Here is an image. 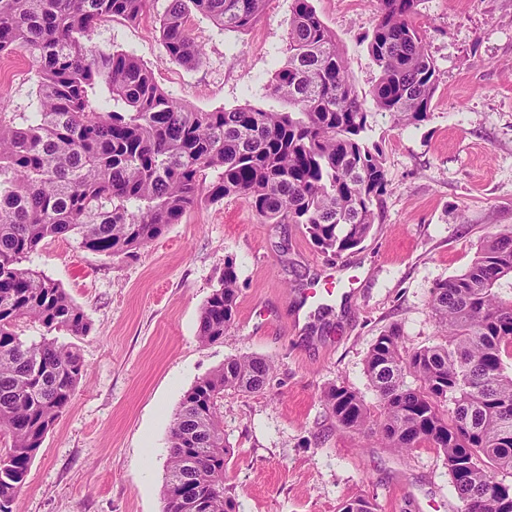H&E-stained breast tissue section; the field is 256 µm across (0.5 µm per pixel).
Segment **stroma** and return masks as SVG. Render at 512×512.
<instances>
[{
  "label": "stroma",
  "mask_w": 512,
  "mask_h": 512,
  "mask_svg": "<svg viewBox=\"0 0 512 512\" xmlns=\"http://www.w3.org/2000/svg\"><path fill=\"white\" fill-rule=\"evenodd\" d=\"M170 0H150L132 24L102 21L92 40L140 59L157 83L197 111L245 104L276 111L265 87L287 58L292 0H267L243 33L199 13L188 27L204 56L169 60L157 28ZM343 48L365 111L370 145L383 152L389 191L379 222L355 250L324 254L299 224H264L240 199L205 204L134 253L110 258L76 240H49L24 265L58 283L87 315L83 336L59 333L86 373L33 459L17 512H162L170 427L185 393L224 360L269 358L263 390L224 393L226 484L239 512H337L368 499L374 512H459L444 457L431 448L403 455L338 426L325 388L349 386L377 407L365 361L380 332L401 327L408 349L431 344L438 323L434 285L464 273L492 226L512 225V0H418L416 21L440 73L427 121L405 129L377 111L378 70L368 42L376 0H313ZM8 65L0 98L23 116L37 103V73L24 53ZM233 261L237 314L220 341L198 339L201 310ZM355 264L356 294L298 321L304 289H347L341 265Z\"/></svg>",
  "instance_id": "35a3bbf8"
}]
</instances>
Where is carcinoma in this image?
Masks as SVG:
<instances>
[{
  "label": "carcinoma",
  "instance_id": "obj_1",
  "mask_svg": "<svg viewBox=\"0 0 512 512\" xmlns=\"http://www.w3.org/2000/svg\"><path fill=\"white\" fill-rule=\"evenodd\" d=\"M149 0H0V54L23 51L37 64V106L22 126L0 105V512H14L29 466L72 401L85 373L73 347L26 341L34 320L47 332L83 335L91 323L63 288L21 267L47 239L73 238L108 257L127 255L179 224L204 202L244 200L263 224H301L325 253L340 256L370 235L388 179L382 153L365 142L369 113L352 84L336 35L312 0H292L286 62L267 87L288 104L211 112L184 108L134 55L91 46L107 19L137 22ZM266 0H171L160 22L169 59L193 65L201 51L191 11L242 32ZM417 0H377L368 51L378 68L377 110L397 127L430 114L439 73L413 22ZM512 275V226L485 237L466 272L437 284L431 309L438 341L404 347L398 327L381 332L366 358L379 399L373 414L358 393L330 386L336 423L375 433L399 452L444 455L460 512H512V301L495 293ZM238 273L224 263L220 288L202 307L198 339L224 338L237 312ZM269 360L241 355L186 393L170 431L164 512H237L224 484L229 445L224 390L254 393ZM413 377L415 385L407 383ZM452 401L445 413L441 403ZM338 512H373L365 498Z\"/></svg>",
  "mask_w": 512,
  "mask_h": 512
}]
</instances>
